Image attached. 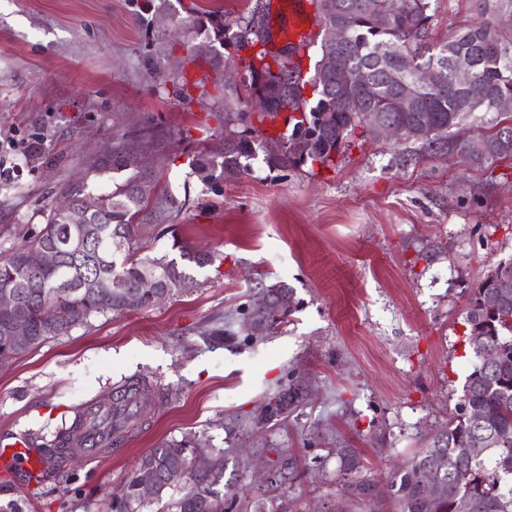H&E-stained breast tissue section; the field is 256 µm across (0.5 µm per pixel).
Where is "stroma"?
<instances>
[{"label":"stroma","instance_id":"stroma-1","mask_svg":"<svg viewBox=\"0 0 512 512\" xmlns=\"http://www.w3.org/2000/svg\"><path fill=\"white\" fill-rule=\"evenodd\" d=\"M146 0H0V252L41 228L74 187L115 191L130 173L112 149L146 144L139 165L186 205L167 231L149 226L143 254L208 251L188 289L146 308L92 316L0 363V440H52L88 404H108L146 377L151 397L97 459L69 457L33 485L23 469L0 479V512H112V493L137 461L165 441L191 437L227 449L225 480L268 512H334L341 504L336 451L353 449L386 486L456 413L472 370L464 313L488 269L512 258V161L477 164L440 155L401 164L410 142L354 141L331 170H269L203 193L189 162L224 147V76H245L249 53L192 28L221 11L234 25L262 5L275 27L288 0H170L163 25L179 30L152 63ZM470 0H438L431 38L445 41L474 19ZM187 83L192 100L172 97ZM39 158H30L33 147ZM494 233H486L488 225ZM295 290L299 312L268 336L216 344L207 331L251 302L256 284ZM311 388L288 417L254 426L281 386ZM294 464L284 482L254 478V449Z\"/></svg>","mask_w":512,"mask_h":512}]
</instances>
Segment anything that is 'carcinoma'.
Wrapping results in <instances>:
<instances>
[{"label":"carcinoma","instance_id":"1","mask_svg":"<svg viewBox=\"0 0 512 512\" xmlns=\"http://www.w3.org/2000/svg\"><path fill=\"white\" fill-rule=\"evenodd\" d=\"M351 10L349 40L340 52V63L350 68H363L368 73V86L359 112L345 110L339 100L336 82L330 77L318 82L319 62L302 72L301 45H291L294 56L278 63L293 82L278 86L279 96L293 94L296 106L288 116V135L280 134L278 150L267 141L256 142L241 132L224 144V150L205 153L191 159L189 166L204 187V192H217L221 184L251 170L250 161L257 152L264 153L269 169H286L317 164L328 167L336 156L349 147V138L360 131L370 136L369 116L382 118L407 128L404 137L419 145L420 157L427 153L452 154L459 150L472 153L473 161L494 163L512 156V136L500 143L498 157H486L475 147L460 143L454 136V125L472 120L496 129L507 119L505 113H494L486 106L481 112L461 111L462 89L454 84V75L447 66L452 53L465 50L477 58L475 80L482 84L492 99L512 98V28L498 25L497 15L512 12V0H473L476 18L466 21L458 31L442 43L429 42V30L435 16L433 0H344ZM380 7L391 14L386 28L376 26L369 9ZM198 30H212L215 37L224 35V15L210 12L194 20ZM390 45L393 56L380 64L375 61L377 49ZM268 53L257 51L250 59L247 82L243 89L252 93L265 85L264 73L271 63ZM431 64L444 68L445 75L437 90H422L424 115L431 117L423 135H412L414 118L393 108L391 83L387 69L398 68L410 76ZM311 89V97L304 96ZM240 96L235 89L224 96V126L246 120L242 112L233 111L231 98ZM112 168H138L136 144L125 142L112 152ZM100 207L85 221L82 236L86 247L75 251L71 241L76 236L72 216L59 206L50 208L46 224L31 233L29 240L7 255H0V286H8L18 297L16 314L26 319L33 336V346L67 333L95 314H120L124 311L118 293H87L80 285L89 277L117 283L124 290H133L149 306L148 296L162 292L173 297L196 284V279L176 259L165 256L137 257L138 236L144 224L161 226L173 212L183 207L166 192H154L152 182L140 175L127 181L115 192L97 195ZM54 247L59 261L46 268L27 265V252L35 247ZM181 259L202 269L213 261L207 253H193L181 247ZM494 273L485 274L469 300L464 321L467 341L475 362L466 377L460 406L448 425L424 441L422 448L391 474L387 484L394 512H512V259L501 260ZM54 308L56 317L47 322L45 309ZM305 401L302 384L294 382L288 390L267 405L268 413L259 419L266 425L284 417L288 409ZM85 420V414L74 419L71 426L55 437L46 462L58 466L63 454ZM486 444L481 456L469 452L476 438ZM200 444L191 438L163 443L143 456L127 486L132 488L127 501L114 505L116 512H149L152 505L165 502V512H213L220 490L212 477L198 472L191 485L181 494L167 488L162 496L140 499L137 495L138 471H153L159 483L167 474L184 468ZM339 471L344 476L348 501L360 503L373 500L375 483L359 473V460L349 448L337 449ZM443 467L446 488L433 494L424 483L426 471L433 465Z\"/></svg>","mask_w":512,"mask_h":512}]
</instances>
